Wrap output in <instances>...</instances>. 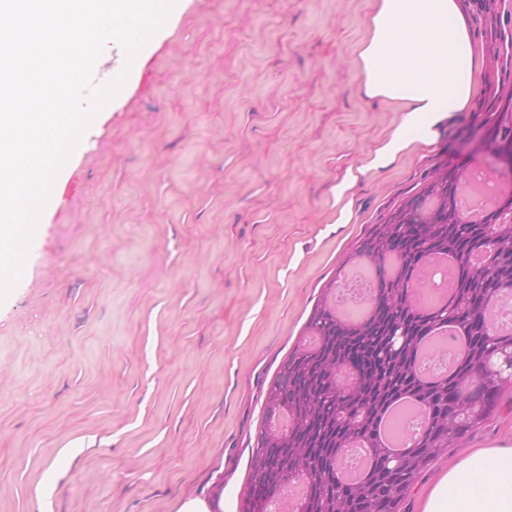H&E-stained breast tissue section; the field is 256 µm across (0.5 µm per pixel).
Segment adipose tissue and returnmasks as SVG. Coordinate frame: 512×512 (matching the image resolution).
<instances>
[{"label": "adipose tissue", "instance_id": "ef3b65f1", "mask_svg": "<svg viewBox=\"0 0 512 512\" xmlns=\"http://www.w3.org/2000/svg\"><path fill=\"white\" fill-rule=\"evenodd\" d=\"M360 89L404 117L386 147L428 138L439 117L474 103L481 53L460 0H378L355 59ZM420 512H512V440L464 456L424 497Z\"/></svg>", "mask_w": 512, "mask_h": 512}]
</instances>
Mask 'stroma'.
<instances>
[{
  "instance_id": "stroma-1",
  "label": "stroma",
  "mask_w": 512,
  "mask_h": 512,
  "mask_svg": "<svg viewBox=\"0 0 512 512\" xmlns=\"http://www.w3.org/2000/svg\"><path fill=\"white\" fill-rule=\"evenodd\" d=\"M474 105L429 141L354 60L376 0H188L67 160L0 302V512H240L268 392L369 231L512 89V0H464ZM512 433L505 409L422 473ZM224 492L207 496H190L180 502L176 512H223Z\"/></svg>"
}]
</instances>
